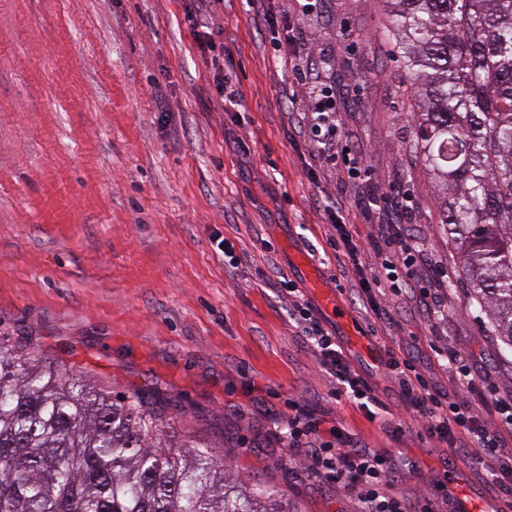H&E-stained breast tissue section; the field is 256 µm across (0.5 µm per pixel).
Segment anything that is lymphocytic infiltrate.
<instances>
[{"label": "lymphocytic infiltrate", "instance_id": "lymphocytic-infiltrate-1", "mask_svg": "<svg viewBox=\"0 0 512 512\" xmlns=\"http://www.w3.org/2000/svg\"><path fill=\"white\" fill-rule=\"evenodd\" d=\"M287 63L298 80L293 99L303 112L309 145L335 157L339 125L332 97L325 94L314 64L301 63L293 55ZM382 201L379 208L372 201L364 203L378 213L371 236L363 241L347 211H329L327 242L339 265L352 267L359 277L361 292L355 301L359 313L379 324L395 323L400 314L398 300L405 297L427 322L444 319L441 289L445 275L413 233L409 197L396 191ZM276 290L278 298L287 301L290 317L307 347L335 377L337 396L357 403L372 419L387 411V404L354 368L299 289L282 280ZM436 355L456 371L458 382L452 389L430 384L407 350L387 349L384 368L399 381V408L431 439L456 449L461 459L477 462L496 497L512 499V395L492 397L498 421L490 423L483 407L469 398L478 377L466 358L452 348L437 350ZM303 436L310 440L305 450L310 471L338 490L356 494L362 512H437L431 500L412 502L394 493V486L403 479L400 471L388 456L365 448L346 430L324 427L322 420L297 412L288 418L289 446L298 447Z\"/></svg>", "mask_w": 512, "mask_h": 512}]
</instances>
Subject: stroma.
I'll return each instance as SVG.
<instances>
[{"label": "stroma", "instance_id": "obj_1", "mask_svg": "<svg viewBox=\"0 0 512 512\" xmlns=\"http://www.w3.org/2000/svg\"><path fill=\"white\" fill-rule=\"evenodd\" d=\"M224 72L200 53L193 0H0V337L97 386L161 404L180 433L201 436L233 474L282 491L291 512H360L359 501L290 461L289 403L345 428L413 470L398 491L439 512L496 502L454 450L395 415L400 434L336 398L276 298V277L317 297L299 257L346 316L322 321L387 403L388 347L413 351L440 389L452 373L429 342L468 357L496 392L512 363L475 306L439 224L440 195L415 150V92L387 38V0H219ZM330 61L349 159L325 163L303 143L293 77L276 49L285 30ZM237 92L222 100L217 81ZM165 98L167 112L157 109ZM412 198V222L448 274V316L436 333L413 314L376 329L356 312L326 243V210L373 192ZM241 258L228 270L217 248Z\"/></svg>", "mask_w": 512, "mask_h": 512}]
</instances>
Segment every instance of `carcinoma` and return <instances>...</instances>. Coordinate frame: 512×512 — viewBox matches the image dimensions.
Instances as JSON below:
<instances>
[{
    "mask_svg": "<svg viewBox=\"0 0 512 512\" xmlns=\"http://www.w3.org/2000/svg\"><path fill=\"white\" fill-rule=\"evenodd\" d=\"M415 151L473 299L512 358V0H391ZM0 512H288L138 392L0 339Z\"/></svg>",
    "mask_w": 512,
    "mask_h": 512,
    "instance_id": "obj_1",
    "label": "carcinoma"
}]
</instances>
